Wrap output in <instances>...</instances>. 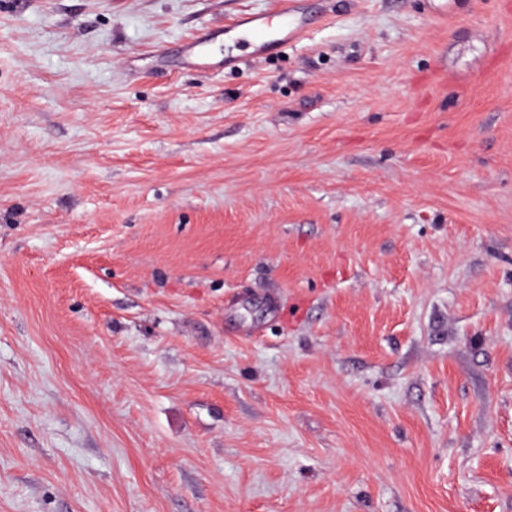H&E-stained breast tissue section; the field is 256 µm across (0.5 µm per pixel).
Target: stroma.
Wrapping results in <instances>:
<instances>
[{
    "mask_svg": "<svg viewBox=\"0 0 512 512\" xmlns=\"http://www.w3.org/2000/svg\"><path fill=\"white\" fill-rule=\"evenodd\" d=\"M0 0V512H512V0ZM281 19L280 26L272 36L267 37L266 28L269 27V17L265 14H251L248 17L239 19L232 27V31L246 27V32L260 35L262 44H276L277 46L291 42L305 27L301 17L297 16L288 0H277L273 13Z\"/></svg>",
    "mask_w": 512,
    "mask_h": 512,
    "instance_id": "obj_1",
    "label": "stroma"
}]
</instances>
